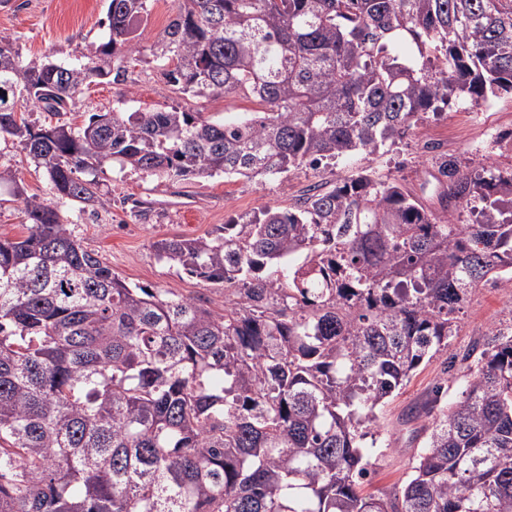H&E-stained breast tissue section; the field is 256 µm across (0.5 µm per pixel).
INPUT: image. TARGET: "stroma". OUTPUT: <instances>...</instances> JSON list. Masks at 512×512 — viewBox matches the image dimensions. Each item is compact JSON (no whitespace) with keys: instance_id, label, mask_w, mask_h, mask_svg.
Returning <instances> with one entry per match:
<instances>
[{"instance_id":"35a3bbf8","label":"stroma","mask_w":512,"mask_h":512,"mask_svg":"<svg viewBox=\"0 0 512 512\" xmlns=\"http://www.w3.org/2000/svg\"><path fill=\"white\" fill-rule=\"evenodd\" d=\"M106 0H0V36L6 37L23 62L44 57L67 65L84 63L104 35ZM174 11V0H153L148 15L135 27L141 62L130 67L123 84L89 85L75 97L71 119L82 123L92 113L125 101L132 110L154 111L183 107L219 118L235 112H257L259 102L242 95L186 99L174 93L150 61V48L161 37ZM512 132V93L481 107L451 102L441 115L429 116L395 145L374 155H353L317 169L303 166L288 177L248 180L221 176L187 181H165L117 164L99 174L106 199L97 214L82 211L79 203L57 202L63 222L82 245L97 251L113 272L126 281L164 288L183 296L202 297L209 306L224 305V292L159 261L152 242L174 236L197 237L245 212L266 206L289 207L311 185L334 186L364 169L400 180L416 189L428 168L443 156L461 159L485 155L501 164L512 163V153L500 142ZM16 170L27 193L52 200L49 182L18 141L0 138V169ZM54 200V199H53ZM512 324V290L488 283L477 288L459 315L458 331L448 352L422 364L410 383L388 399L375 430L376 454L365 492L380 494L401 486L420 450L415 438V407L432 398L443 385V402H453L470 379L469 369L457 364L446 371V355H460L491 331Z\"/></svg>"}]
</instances>
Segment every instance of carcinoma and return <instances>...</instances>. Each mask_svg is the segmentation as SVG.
I'll list each match as a JSON object with an SVG mask.
<instances>
[{"label":"carcinoma","mask_w":512,"mask_h":512,"mask_svg":"<svg viewBox=\"0 0 512 512\" xmlns=\"http://www.w3.org/2000/svg\"><path fill=\"white\" fill-rule=\"evenodd\" d=\"M150 6L107 0L79 66L25 65L0 37V137L92 215L114 161L166 181L282 177L512 93V0H178L151 47L166 82L265 111L25 117L126 81ZM2 182L28 234L0 238V512H512V326L463 353L476 371L450 406L416 411L408 479L361 492L385 400L448 351L472 292L512 288V164L441 159L421 185L435 206L364 169L153 242L224 289L220 311L122 279L16 172Z\"/></svg>","instance_id":"cac0c4a2"}]
</instances>
